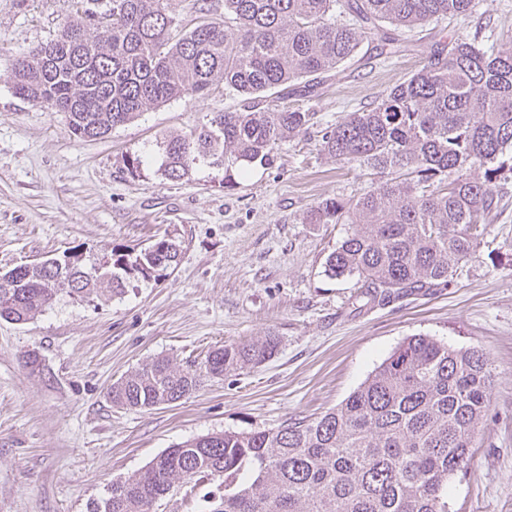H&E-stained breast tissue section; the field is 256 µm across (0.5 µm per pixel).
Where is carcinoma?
<instances>
[{"label":"carcinoma","mask_w":512,"mask_h":512,"mask_svg":"<svg viewBox=\"0 0 512 512\" xmlns=\"http://www.w3.org/2000/svg\"><path fill=\"white\" fill-rule=\"evenodd\" d=\"M103 0H75L60 35L13 62L14 93L68 116L81 138L108 134L151 106L219 89L239 107L210 125L165 141L162 174L186 177L207 160L232 168L273 162L281 142L305 132L314 113L270 104L267 92L336 68L375 36L399 53L388 27H424L466 15L474 0H224V20L178 29L166 0H112V29L87 43ZM323 151L380 176L356 199L332 198L313 224H349L325 272L357 277L358 298L385 306L448 288L498 213L512 182V44L486 50L450 43L368 108L321 130ZM473 168L483 176L469 174ZM180 243L161 238L132 253L85 262L80 248L63 267L19 265L0 273V319L25 323L56 296L78 301L124 292L132 278L158 280L177 267ZM266 336L225 344L195 369L158 357L112 384L116 406L152 409L180 401L201 377L254 369L278 351ZM492 371L476 350L427 335L403 341L365 382L321 415L290 417L275 428L208 433L158 455L112 484L86 512H154L187 480L219 481L207 512H450L448 480L471 456L487 421Z\"/></svg>","instance_id":"1"}]
</instances>
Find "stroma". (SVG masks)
<instances>
[{"instance_id": "obj_1", "label": "stroma", "mask_w": 512, "mask_h": 512, "mask_svg": "<svg viewBox=\"0 0 512 512\" xmlns=\"http://www.w3.org/2000/svg\"><path fill=\"white\" fill-rule=\"evenodd\" d=\"M471 14L402 30V55L362 42L288 106L314 114L284 141L272 166L224 186L199 162L188 179L160 172L164 138L237 106L216 92L145 110L100 138L73 134L64 113L13 92L12 61L55 39L66 0H0V272L80 247L87 259L138 249L166 235L182 242L170 276L129 280L122 296L54 299L23 324L0 319V512H86L112 482L166 448L224 430L317 416L353 392L404 338L428 335L487 359L494 419L474 435L466 474L448 483L451 512H512V183L498 215L451 287L385 306L358 300L355 278L325 260L351 227L313 224L330 198H356L376 180L325 154L320 131L371 105L458 37L484 46L512 39V0H475ZM180 28L224 17V0H169ZM138 155L141 176L124 161ZM269 333L278 353L237 376L208 379L190 397L150 410L114 406L113 382L160 356L198 361L207 351ZM41 357L36 372L28 354Z\"/></svg>"}]
</instances>
